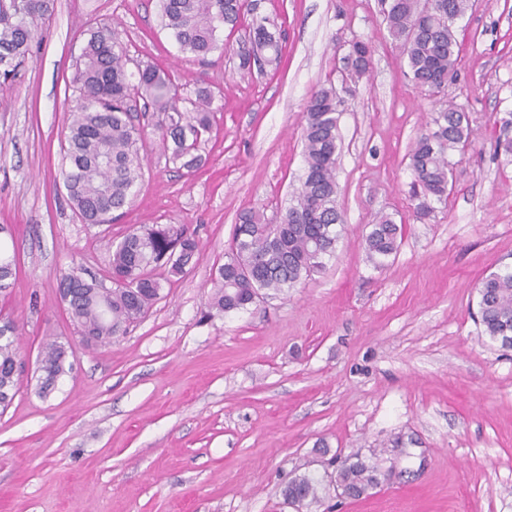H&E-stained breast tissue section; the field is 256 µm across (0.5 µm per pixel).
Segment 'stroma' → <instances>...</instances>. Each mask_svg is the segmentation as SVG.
Returning a JSON list of instances; mask_svg holds the SVG:
<instances>
[{
    "label": "stroma",
    "instance_id": "1",
    "mask_svg": "<svg viewBox=\"0 0 512 512\" xmlns=\"http://www.w3.org/2000/svg\"><path fill=\"white\" fill-rule=\"evenodd\" d=\"M281 36L278 64L245 73L248 22L220 33L206 60L162 29L157 0H54L33 52L0 78V227L18 268L0 317L22 344L20 390L0 410V512H512V347L483 332L477 285L512 265V166L492 159L512 112V0H470L458 22L456 74L415 85L382 0H256ZM118 34L129 74L155 64L183 97L212 92L218 129L187 177L146 125L138 192L112 226L81 223L61 174L80 106L72 79L89 28ZM369 72L340 106L336 169L344 229L333 257L287 294L210 316V275L241 212L279 222L304 170L303 111L340 84L352 44ZM468 112L470 144L453 186L416 216L408 155L429 113ZM384 214L403 225L396 257L373 267L363 236ZM185 224L199 250L169 276L145 318L89 345L60 302L72 262L106 276L129 226ZM71 349V370L37 393L41 345ZM365 461L379 485L353 500L332 488L296 508L294 476L326 478Z\"/></svg>",
    "mask_w": 512,
    "mask_h": 512
}]
</instances>
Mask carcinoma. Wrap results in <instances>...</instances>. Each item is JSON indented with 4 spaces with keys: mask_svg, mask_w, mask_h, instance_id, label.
<instances>
[{
    "mask_svg": "<svg viewBox=\"0 0 512 512\" xmlns=\"http://www.w3.org/2000/svg\"><path fill=\"white\" fill-rule=\"evenodd\" d=\"M163 27L181 51L204 59L219 47L218 33L253 14L252 0H159ZM51 0H0V66L20 65L31 52L38 21L46 18ZM470 0H386L384 17L391 39L402 49L412 81L431 90L448 83L457 65L459 46L455 25L464 18ZM114 29H89L73 84L81 106L73 113L65 133L66 150L61 171L67 196L83 224H109L115 213L129 206L142 178L144 130L138 113L156 120L165 150L190 175L200 167L199 148L211 135L215 113L211 93L196 92L191 109L171 75L158 66L138 69L132 83L125 55L116 50ZM355 56L344 57L350 76H363L371 66V50L357 41ZM239 68L251 72L254 61L271 65L278 59V40L262 21L252 19L249 39L237 52ZM142 106H137V102ZM339 93L321 87L309 98L304 112L305 172L280 223L248 211L235 225L224 263L210 279L209 308L217 315L246 309L262 291H285L324 267L340 239L343 215L337 203ZM496 160L512 165V113L502 119ZM471 136L468 113L450 106L431 114L430 122L409 154L412 198L417 217H427L432 203L446 202L454 178L450 155ZM402 225L391 216L380 217L364 237L367 258L381 267L397 254ZM198 251V242L183 225L132 226L113 247L112 287L99 288L80 278L77 264L59 277V297L75 330L88 343H106L143 318L162 298L159 267L179 274ZM17 259L0 244V293L10 287ZM480 324L484 333L504 346H512V267L490 273L478 287ZM21 347L16 326L0 325V408L6 409L19 390L17 362ZM38 370L41 393L51 392L66 375L64 345L45 341ZM330 484L347 497L370 495L377 485L374 468L357 460L342 464ZM321 481L299 475L284 489L296 507L318 500Z\"/></svg>",
    "mask_w": 512,
    "mask_h": 512,
    "instance_id": "1",
    "label": "carcinoma"
}]
</instances>
